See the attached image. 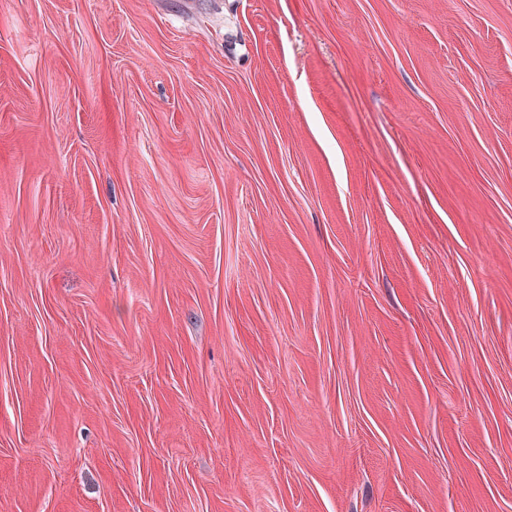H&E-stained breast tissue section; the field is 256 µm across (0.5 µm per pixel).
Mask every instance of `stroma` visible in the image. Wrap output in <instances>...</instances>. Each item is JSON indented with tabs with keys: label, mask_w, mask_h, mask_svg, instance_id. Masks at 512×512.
Wrapping results in <instances>:
<instances>
[{
	"label": "stroma",
	"mask_w": 512,
	"mask_h": 512,
	"mask_svg": "<svg viewBox=\"0 0 512 512\" xmlns=\"http://www.w3.org/2000/svg\"><path fill=\"white\" fill-rule=\"evenodd\" d=\"M0 512H512V0H0Z\"/></svg>",
	"instance_id": "obj_1"
}]
</instances>
